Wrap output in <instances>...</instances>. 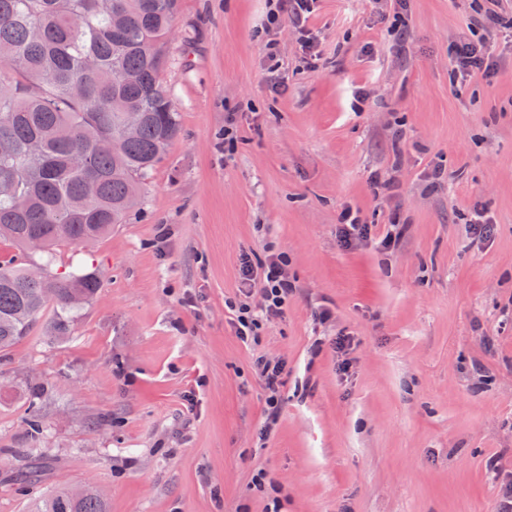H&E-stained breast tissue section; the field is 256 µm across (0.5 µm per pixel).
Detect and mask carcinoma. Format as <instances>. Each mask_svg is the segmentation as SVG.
I'll return each mask as SVG.
<instances>
[{
  "mask_svg": "<svg viewBox=\"0 0 512 512\" xmlns=\"http://www.w3.org/2000/svg\"><path fill=\"white\" fill-rule=\"evenodd\" d=\"M178 0H0V241L22 258L0 261V353L42 322L49 341L70 333L102 288L93 273L49 272L61 243L95 244L139 208L145 181L181 131L163 75ZM41 237L34 277L31 236ZM30 391L29 440L44 426ZM35 454L18 484L40 481ZM30 512H107L102 494L60 489Z\"/></svg>",
  "mask_w": 512,
  "mask_h": 512,
  "instance_id": "obj_1",
  "label": "carcinoma"
}]
</instances>
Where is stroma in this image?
<instances>
[{
	"label": "stroma",
	"mask_w": 512,
	"mask_h": 512,
	"mask_svg": "<svg viewBox=\"0 0 512 512\" xmlns=\"http://www.w3.org/2000/svg\"><path fill=\"white\" fill-rule=\"evenodd\" d=\"M275 6L180 0L165 77L181 136L127 223L56 249L53 272L102 279L70 335L33 332L0 360V512L88 485L108 512H496L512 482V9L487 27L488 0H313L298 29ZM464 41L491 76H455ZM347 217L367 236L343 242ZM277 254L283 313L241 339L240 307L263 305L241 263ZM261 356L284 365L274 407ZM35 385L45 471L22 492Z\"/></svg>",
	"instance_id": "obj_1"
}]
</instances>
